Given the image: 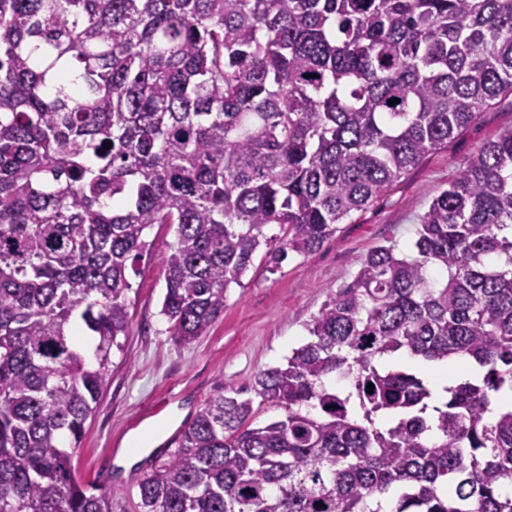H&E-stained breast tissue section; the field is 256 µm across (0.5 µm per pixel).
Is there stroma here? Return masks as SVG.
Instances as JSON below:
<instances>
[{
	"mask_svg": "<svg viewBox=\"0 0 512 512\" xmlns=\"http://www.w3.org/2000/svg\"><path fill=\"white\" fill-rule=\"evenodd\" d=\"M512 130V94L498 97L447 147L426 156L388 193L308 254L280 267L255 256L240 284L228 288L224 312L192 343L175 342L161 313L173 227L152 226L149 249L131 278L130 325L101 400L73 454L72 475L106 494L112 512H140L138 484L161 445L175 437L219 392L251 396L256 375L285 363L309 340L313 316L331 301L375 246L413 249L418 218L490 140Z\"/></svg>",
	"mask_w": 512,
	"mask_h": 512,
	"instance_id": "1",
	"label": "stroma"
}]
</instances>
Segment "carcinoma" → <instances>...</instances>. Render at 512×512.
<instances>
[{"instance_id":"cac0c4a2","label":"carcinoma","mask_w":512,"mask_h":512,"mask_svg":"<svg viewBox=\"0 0 512 512\" xmlns=\"http://www.w3.org/2000/svg\"><path fill=\"white\" fill-rule=\"evenodd\" d=\"M505 92L512 0H0V512H111L71 459L153 225L189 344L261 248H320ZM308 332L252 385L282 416L207 402L142 512H512V130ZM397 352L484 374L432 406Z\"/></svg>"}]
</instances>
